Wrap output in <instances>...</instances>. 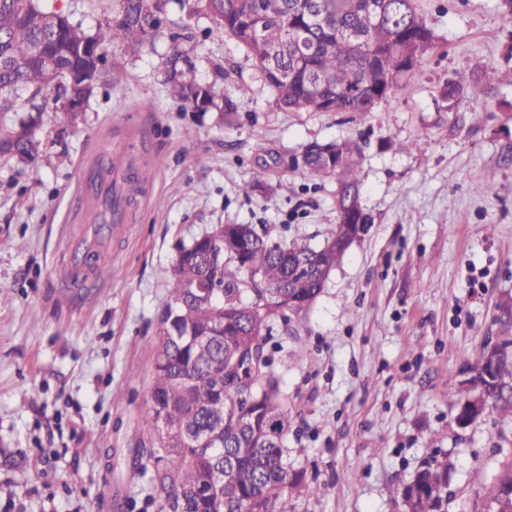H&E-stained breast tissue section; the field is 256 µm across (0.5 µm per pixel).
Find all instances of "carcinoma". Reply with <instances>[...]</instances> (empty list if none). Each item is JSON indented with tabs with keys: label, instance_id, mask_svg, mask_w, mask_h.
Here are the masks:
<instances>
[{
	"label": "carcinoma",
	"instance_id": "obj_1",
	"mask_svg": "<svg viewBox=\"0 0 512 512\" xmlns=\"http://www.w3.org/2000/svg\"><path fill=\"white\" fill-rule=\"evenodd\" d=\"M206 10L252 57L277 105L311 112H373L397 81L414 70L434 47V33L415 0H180ZM171 0H120L115 19L90 35L43 0H0V112L17 106L18 91L29 92L28 120L0 124V156L32 163L39 153L41 108L58 104L87 83L99 85L104 70L85 64V48L122 45L131 53L157 37V13L168 14ZM169 80L180 100L204 112L211 88L196 82L190 59H169ZM344 145L328 158L321 146L305 151L314 177H336L338 197L359 195L355 154ZM211 238L201 237L177 257L163 301L162 329L155 348L152 395L144 422L158 432L160 447L141 448L135 468L149 474L148 499L158 512H294L291 495H312L319 487L305 481L284 445L288 404L269 370L265 345L254 324L268 326L279 311V296L294 295L301 311L322 288L318 275L297 284L288 259L330 263L332 255L304 243L269 244L247 224H234L224 241V265L209 262ZM245 270L243 280L237 271ZM218 280L222 292L209 301L192 299L187 287ZM253 293L252 301H243ZM496 383L486 401L512 415V361L498 364ZM215 446L196 448L195 440L216 428ZM184 432L186 442L163 440V432ZM224 474L223 497L207 498L196 487ZM448 471L435 460L415 474L417 496L403 490L410 512H442ZM486 512H512V455L505 456L482 496Z\"/></svg>",
	"mask_w": 512,
	"mask_h": 512
}]
</instances>
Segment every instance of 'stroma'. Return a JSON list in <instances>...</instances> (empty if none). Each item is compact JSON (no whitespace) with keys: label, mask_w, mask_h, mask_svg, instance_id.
Returning <instances> with one entry per match:
<instances>
[{"label":"stroma","mask_w":512,"mask_h":512,"mask_svg":"<svg viewBox=\"0 0 512 512\" xmlns=\"http://www.w3.org/2000/svg\"><path fill=\"white\" fill-rule=\"evenodd\" d=\"M119 3L45 0L91 35ZM416 5L435 46L375 111L280 109L246 51L176 4L139 53L107 46L78 116L46 107L35 163L0 160V512H156L131 458L157 444L141 411L178 250L219 224L323 246L337 183L301 166L315 142L359 145L372 223L307 309L269 322L285 444L319 487L295 512H406L402 489L433 457L448 464L443 512H472L512 451V417L457 421L484 345L512 336V15L500 0ZM176 47L212 87L209 111L174 96ZM476 79L483 98L442 100ZM102 148L147 179L132 224L109 232L115 277L79 288L60 264Z\"/></svg>","instance_id":"stroma-1"}]
</instances>
